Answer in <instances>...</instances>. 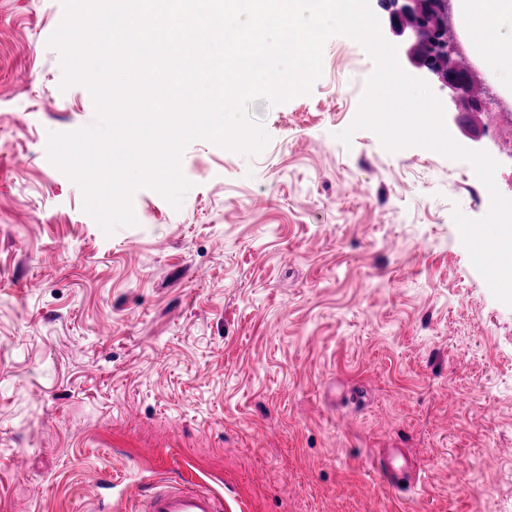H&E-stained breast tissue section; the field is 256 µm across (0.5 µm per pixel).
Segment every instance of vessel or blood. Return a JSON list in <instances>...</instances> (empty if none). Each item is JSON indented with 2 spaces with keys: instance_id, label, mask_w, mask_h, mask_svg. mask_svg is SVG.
I'll return each instance as SVG.
<instances>
[{
  "instance_id": "1",
  "label": "vessel or blood",
  "mask_w": 512,
  "mask_h": 512,
  "mask_svg": "<svg viewBox=\"0 0 512 512\" xmlns=\"http://www.w3.org/2000/svg\"><path fill=\"white\" fill-rule=\"evenodd\" d=\"M377 468L392 485L408 481L411 465L404 449L389 448L378 459ZM113 512H224V496L200 477L165 480L135 501L115 500Z\"/></svg>"
}]
</instances>
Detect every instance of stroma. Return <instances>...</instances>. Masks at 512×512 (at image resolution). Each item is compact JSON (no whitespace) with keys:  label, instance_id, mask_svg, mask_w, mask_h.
<instances>
[{"label":"stroma","instance_id":"1","mask_svg":"<svg viewBox=\"0 0 512 512\" xmlns=\"http://www.w3.org/2000/svg\"><path fill=\"white\" fill-rule=\"evenodd\" d=\"M62 19L0 0V512L186 463L225 512H512V306L453 219L488 211L471 165L352 130L374 64L336 35L310 94L250 105L263 151L192 142L181 207L138 189L105 234L46 154L95 120ZM377 468L389 484L399 486L401 482L407 484L409 481L411 463L402 448H386L385 453L377 460Z\"/></svg>","mask_w":512,"mask_h":512}]
</instances>
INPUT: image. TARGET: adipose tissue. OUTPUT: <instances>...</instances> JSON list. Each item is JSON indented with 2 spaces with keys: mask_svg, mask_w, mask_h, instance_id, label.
Masks as SVG:
<instances>
[{
  "mask_svg": "<svg viewBox=\"0 0 512 512\" xmlns=\"http://www.w3.org/2000/svg\"><path fill=\"white\" fill-rule=\"evenodd\" d=\"M473 52L512 92V0H456Z\"/></svg>",
  "mask_w": 512,
  "mask_h": 512,
  "instance_id": "adipose-tissue-1",
  "label": "adipose tissue"
}]
</instances>
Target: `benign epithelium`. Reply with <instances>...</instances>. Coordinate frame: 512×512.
Masks as SVG:
<instances>
[{
    "label": "benign epithelium",
    "instance_id": "benign-epithelium-1",
    "mask_svg": "<svg viewBox=\"0 0 512 512\" xmlns=\"http://www.w3.org/2000/svg\"><path fill=\"white\" fill-rule=\"evenodd\" d=\"M380 30L395 38L399 62L403 69L430 81L443 93L444 119L451 126L464 128L466 117L483 112L486 101L472 93L479 81L475 71L459 73L456 42L448 39L445 13L450 0H375Z\"/></svg>",
    "mask_w": 512,
    "mask_h": 512
}]
</instances>
